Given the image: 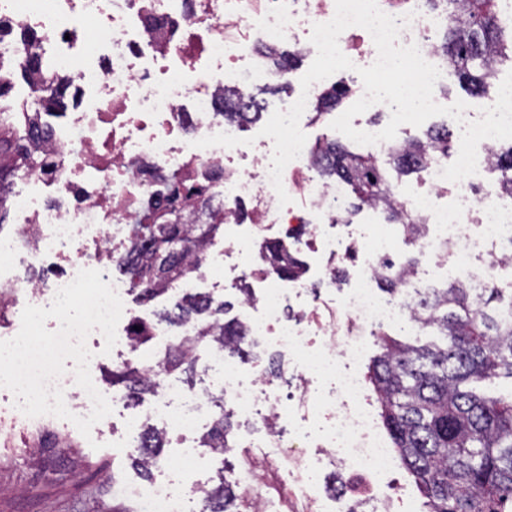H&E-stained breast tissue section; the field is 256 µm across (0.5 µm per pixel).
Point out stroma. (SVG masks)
<instances>
[{
    "mask_svg": "<svg viewBox=\"0 0 512 512\" xmlns=\"http://www.w3.org/2000/svg\"><path fill=\"white\" fill-rule=\"evenodd\" d=\"M13 400L12 392L0 393V512H112L118 504L140 512L130 489L142 478L130 465V449L113 447L112 437L129 417L154 425L145 406L116 410L91 442L61 418L40 427L13 419ZM254 430V425L240 422L230 452L201 449L205 472L188 475L189 486L211 487L220 470H241L252 454L245 439Z\"/></svg>",
    "mask_w": 512,
    "mask_h": 512,
    "instance_id": "stroma-1",
    "label": "stroma"
}]
</instances>
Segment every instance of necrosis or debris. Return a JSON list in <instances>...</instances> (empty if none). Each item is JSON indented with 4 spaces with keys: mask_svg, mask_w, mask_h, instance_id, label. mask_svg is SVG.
<instances>
[{
    "mask_svg": "<svg viewBox=\"0 0 512 512\" xmlns=\"http://www.w3.org/2000/svg\"><path fill=\"white\" fill-rule=\"evenodd\" d=\"M382 12L410 16L399 45L416 44L440 71L433 38L442 21L429 0H377ZM335 0H0V17L18 37L0 40V56L21 61L28 54L22 31L40 35L39 51L57 70L71 74L81 92L74 111L52 123L41 162L27 178L29 191L9 190L18 227L0 241V294L16 311L50 307L58 289L83 269L105 271L121 253L133 215L156 190L154 175L182 171L188 182H211V204L224 215L230 234L224 259L229 276L249 266L250 291L230 312L248 339L288 363V386L272 388L266 374L242 380V365L226 352L211 351L224 372V402L233 413L262 423L252 440L261 458L239 473L251 484L270 456L286 454L287 491L301 512H394L397 468L394 449L381 437L362 372L367 336L409 321L425 292L445 274L465 279L475 293L498 287L512 272V201L491 180L495 139L477 147V172L461 182L442 178L458 148L431 155L419 189L396 193L391 206L409 223L424 224L409 238L387 221L377 205L352 211L341 181L316 175L312 145L285 167L282 184L291 198L280 205L264 148L269 138L232 148L198 147V140L226 133L242 137V122L224 118L225 91L252 98L271 83L283 84L281 109L299 97L308 104L334 85V78L302 92L294 74L283 75L265 56L269 47H289L315 59L313 24L330 21ZM412 239L419 266L398 256ZM261 239L287 240L290 252H307L322 280L334 283L340 268L353 273L343 290L310 293L305 277L276 279L251 267ZM431 267L421 277L420 265ZM398 280L384 294L380 283ZM210 386L189 391L164 379L148 411L166 430L184 432L179 442L185 469L197 463L189 431L212 417ZM347 474L348 495L338 500L322 489L327 467ZM135 495L145 512H187L189 493L177 477L140 484Z\"/></svg>",
    "mask_w": 512,
    "mask_h": 512,
    "instance_id": "4bbe7bcc",
    "label": "necrosis or debris"
}]
</instances>
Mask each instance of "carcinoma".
Returning a JSON list of instances; mask_svg holds the SVG:
<instances>
[{
  "instance_id": "1",
  "label": "carcinoma",
  "mask_w": 512,
  "mask_h": 512,
  "mask_svg": "<svg viewBox=\"0 0 512 512\" xmlns=\"http://www.w3.org/2000/svg\"><path fill=\"white\" fill-rule=\"evenodd\" d=\"M433 8L448 13L452 23L439 44L448 67L465 91L485 93L498 65L512 60V23L496 20L497 0H433ZM283 73L294 68L298 55L271 50ZM36 94L37 107L14 112L0 105V190L20 175L36 170L40 156L35 141L45 137L47 116L68 108L74 79L45 67L37 55L17 64L0 59V99L8 96L16 80ZM346 85L328 89L315 110L333 109L347 95ZM448 131L433 127L423 138L395 147L380 167L369 156L351 150L337 139L316 143L317 172L326 179L346 183L355 210L385 203L392 194L390 172L397 177L418 173L424 152L448 153ZM502 192L512 195V143L494 152ZM162 189L139 207L140 222L131 225L119 267L128 278L136 300L149 304L176 293L172 307L155 314L156 320L136 318L128 327L133 349L149 343L161 326L177 330L196 327L193 350L178 345L155 360L125 364L110 373L115 394L136 405L147 399L157 376H196L197 356L192 351L216 348L247 358L241 348L242 327L226 317L232 303L212 294L183 288V283L206 263L208 250L224 221L205 199L207 186L187 185L172 172L161 180ZM269 273L282 279L304 272V263L281 241L264 246ZM512 297L504 299L492 288L477 294L458 278L436 288L417 304L413 321L443 337V344L415 346L389 336L382 352L368 366L367 379L377 395L380 417L400 467L414 477L425 498L427 512H512V392L488 397L474 387L506 379L512 384ZM203 445L219 453L233 447L234 414L224 410V396ZM167 442L164 430L146 427L137 438L131 465L146 478L159 463ZM204 512H250L235 472L202 490Z\"/></svg>"
}]
</instances>
